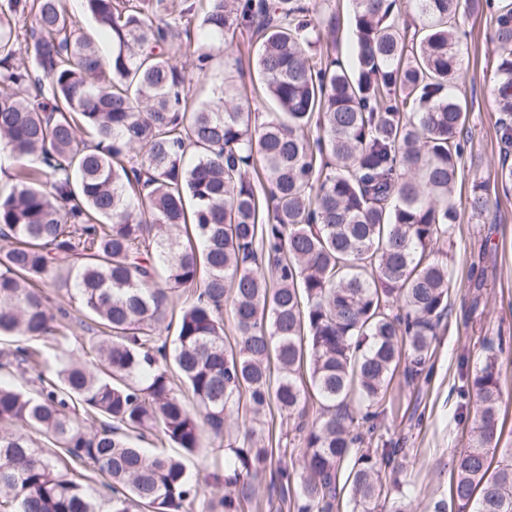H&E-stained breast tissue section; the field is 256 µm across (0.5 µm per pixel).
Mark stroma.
Listing matches in <instances>:
<instances>
[{"mask_svg": "<svg viewBox=\"0 0 512 512\" xmlns=\"http://www.w3.org/2000/svg\"><path fill=\"white\" fill-rule=\"evenodd\" d=\"M491 21L484 12L463 25L457 95L468 108L472 155L461 167L456 188L462 207L448 253L453 271L448 316L438 328L430 380H396V409L387 419L389 438L408 450L402 477L410 483L413 512H433L435 503L450 495V459L466 443L469 417L458 389L463 375L483 359V337L512 336V193L500 195L497 206L479 217L464 205L473 180L492 178L501 164L512 165V147L500 140V114L493 102Z\"/></svg>", "mask_w": 512, "mask_h": 512, "instance_id": "obj_1", "label": "stroma"}]
</instances>
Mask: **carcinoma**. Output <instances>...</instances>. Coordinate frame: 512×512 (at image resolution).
<instances>
[{"instance_id": "cac0c4a2", "label": "carcinoma", "mask_w": 512, "mask_h": 512, "mask_svg": "<svg viewBox=\"0 0 512 512\" xmlns=\"http://www.w3.org/2000/svg\"><path fill=\"white\" fill-rule=\"evenodd\" d=\"M198 2L170 18L167 0H83L88 30L63 0H0V150L21 161L0 193V337L20 344L0 366L37 386L0 385V512H192L198 485L181 459L137 445L146 432L188 453L206 438L224 448L208 512H248L272 457L256 425L273 405L298 434L300 470L273 472L283 501L333 512L347 464L351 512H410L405 484H387L405 451L385 421L398 371L430 380L448 312L469 147L453 92L461 20L492 13L511 144L512 0H409L407 17L397 0H348L345 62L329 3L311 16L301 0ZM238 30L273 105L260 122L234 80L199 102L174 63L190 48L203 76L217 52L238 62ZM492 189L512 191V166L473 182V213ZM50 286L99 325L91 360L70 358ZM483 342L459 389L475 398L469 442L437 512H512L498 362L512 338Z\"/></svg>"}]
</instances>
